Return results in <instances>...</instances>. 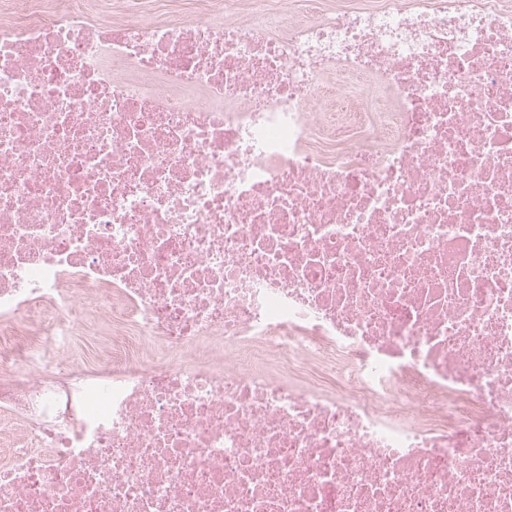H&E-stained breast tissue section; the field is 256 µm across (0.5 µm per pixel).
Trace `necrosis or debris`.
Segmentation results:
<instances>
[{"label":"necrosis or debris","instance_id":"necrosis-or-debris-1","mask_svg":"<svg viewBox=\"0 0 512 512\" xmlns=\"http://www.w3.org/2000/svg\"><path fill=\"white\" fill-rule=\"evenodd\" d=\"M0 512H512V0H0Z\"/></svg>","mask_w":512,"mask_h":512}]
</instances>
